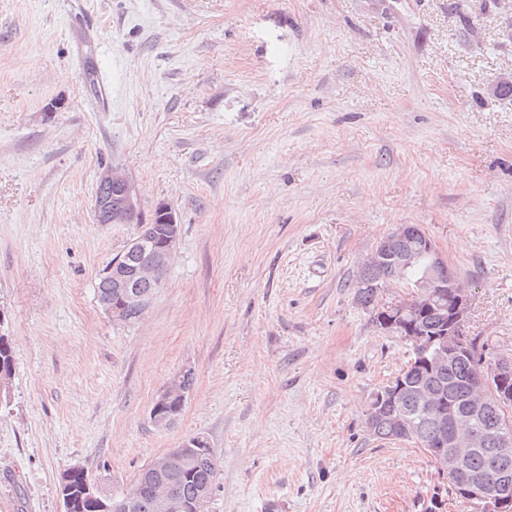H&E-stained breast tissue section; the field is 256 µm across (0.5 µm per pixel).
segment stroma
Instances as JSON below:
<instances>
[{
    "label": "stroma",
    "mask_w": 512,
    "mask_h": 512,
    "mask_svg": "<svg viewBox=\"0 0 512 512\" xmlns=\"http://www.w3.org/2000/svg\"><path fill=\"white\" fill-rule=\"evenodd\" d=\"M480 2L0 0V512H62L71 466L124 491L193 435L223 466L202 512H428L426 451L366 425L412 350L353 283L418 225L469 291L466 333L512 356V14ZM112 165L181 225L134 323L95 296L137 231L94 217ZM182 380L183 379L181 377L171 380L165 391L156 399L150 412V417L154 424L162 426L169 423L168 417L164 413V408L168 403L174 402L176 404H184L186 399V390L189 392L193 384L192 373H188L184 377L185 388L182 385Z\"/></svg>",
    "instance_id": "1"
}]
</instances>
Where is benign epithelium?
<instances>
[{"instance_id":"7a95c632","label":"benign epithelium","mask_w":512,"mask_h":512,"mask_svg":"<svg viewBox=\"0 0 512 512\" xmlns=\"http://www.w3.org/2000/svg\"><path fill=\"white\" fill-rule=\"evenodd\" d=\"M99 184L111 189L109 193L95 196L94 213L99 223H131L130 216L141 207L135 182L118 168L112 167L100 173ZM156 209L164 214L167 224L162 241H148L146 235L140 233L104 269L110 278V292L97 297V300L114 321L128 323L133 318L142 317L158 288L162 287V281L156 279V270L168 266L180 236V224L167 203L158 204ZM410 234L409 225L399 224L379 241L364 268L385 270L384 280L379 284L362 281L359 287L373 288L378 293L394 285L407 288V293L402 297L390 300L379 298L372 320L383 333L397 336L411 346V362L424 364L434 371H446L448 364L472 351V338L463 330L470 310V295L448 266V259L439 253L434 241L422 233L417 244L411 246L408 244ZM127 252H141L147 256V260L130 267L126 264ZM423 255L427 256L429 263L423 276L411 282L407 278V270ZM141 281L153 283V289L145 292L133 287V283ZM429 313L441 318V325L436 330L430 329L423 320V316ZM483 361L490 363V368L488 373L478 374L472 379L465 410V417L469 420L483 415L490 407L498 411L512 408V357L486 351ZM409 390L421 401L441 399V395L432 388L408 384L399 374L375 395L367 420L369 432H374L376 426L386 422L391 427L392 439L403 438L409 433L410 421L400 406ZM185 399L182 378L171 380L151 408L153 423L158 426L168 424L165 406L170 402L182 404ZM438 415L442 417L443 432L437 437L438 450L431 460L442 483L451 486L456 499L471 505L474 512H512V497L488 492L483 475L470 468V458L475 448L488 447L491 453L499 456L512 454V420L506 417L493 429L476 432L469 426L459 427L457 415L450 417L442 410ZM172 463L169 452L155 457L144 469L142 480L118 498L105 496L98 481L89 482L85 487L86 498L94 502L97 512H131L137 496L146 489L152 493L154 512H200L202 504L210 497L209 488H200L193 502L174 497L166 488Z\"/></svg>"}]
</instances>
